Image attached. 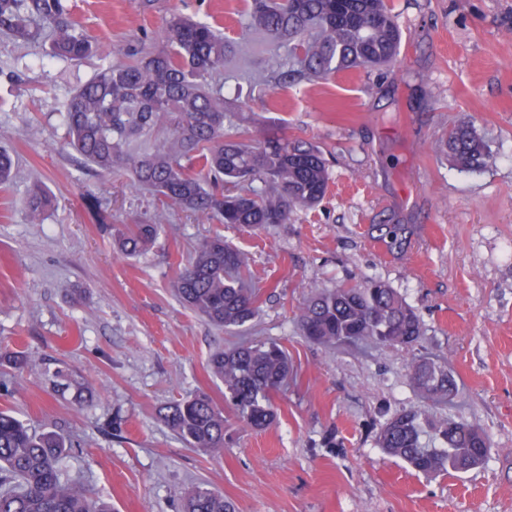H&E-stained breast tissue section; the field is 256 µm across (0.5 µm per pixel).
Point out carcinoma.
<instances>
[{
    "label": "carcinoma",
    "mask_w": 512,
    "mask_h": 512,
    "mask_svg": "<svg viewBox=\"0 0 512 512\" xmlns=\"http://www.w3.org/2000/svg\"><path fill=\"white\" fill-rule=\"evenodd\" d=\"M245 24L265 35L277 54L268 65L270 84L301 85L356 67H381L398 53L401 32L385 0H248ZM0 33L22 43L49 41V55L80 61L99 46L73 20L66 0H0ZM157 38L156 53L132 50L128 59L101 69L63 105L69 147L81 164L110 174L128 169L133 183L157 201L150 224L112 225L111 212L94 199L96 224L112 227L114 245L129 257L144 254L164 228L169 211L187 210L249 229L286 224L292 214L316 206L330 174L323 154L275 135L244 138L234 127L235 109L224 100V34L204 21L173 12ZM166 124L171 137L153 151L133 156L129 146ZM444 146L462 170L483 166L486 141L469 127L448 132ZM13 154L0 148V184L15 177ZM258 181L259 188H249ZM52 200L38 182L27 194L31 222L39 223ZM247 259L213 236L201 242L175 277V291L214 325L236 330L260 311V294L245 284ZM303 336L331 347L372 342L413 347L422 322L405 298L381 280L330 289L314 288L298 316ZM213 375L224 382L236 418L263 430L275 420L273 400L292 365L276 342L256 341L213 353ZM409 379L426 401L454 405L458 385L445 359L416 358ZM163 418L189 447L224 451V413L207 394L171 403ZM376 443L412 469L436 475L461 472L488 458V436L463 417L436 423L421 410L393 414ZM70 445L55 431H37L8 410L0 411V512H112L89 488L64 482L60 462ZM179 512H235L220 492L196 489Z\"/></svg>",
    "instance_id": "obj_1"
}]
</instances>
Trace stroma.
Here are the masks:
<instances>
[{
    "instance_id": "obj_1",
    "label": "stroma",
    "mask_w": 512,
    "mask_h": 512,
    "mask_svg": "<svg viewBox=\"0 0 512 512\" xmlns=\"http://www.w3.org/2000/svg\"><path fill=\"white\" fill-rule=\"evenodd\" d=\"M385 3L401 31L390 67L268 89L235 118L239 129L323 151L330 180L320 205L268 231L172 214L135 258L117 252L85 200L95 196L116 224L152 222L156 204L127 172L76 162L62 104L171 12L238 39L246 0H159L146 12L134 0H67L100 44L78 63L0 36V146L18 160L15 181L0 187V350L27 358L20 371L0 360V408L73 441L63 479L116 512H175L199 486L222 491L236 512H512V0ZM250 41L249 55L224 68L226 93L275 53L260 34ZM455 125L485 137L481 169L447 160L442 141ZM35 181L53 199L38 224L26 206ZM385 224L404 225L401 247L381 238ZM215 235L246 255L261 294L258 316L233 333L172 288ZM368 279L415 309L418 345L354 352L301 336L296 313L309 289ZM258 340L285 347L293 365L273 425L250 430L228 409L223 453L187 446L163 409L200 391L223 404L211 354ZM426 352L447 358L458 414L492 443L464 473L419 474L376 443L400 410L443 416L409 381L410 362Z\"/></svg>"
}]
</instances>
